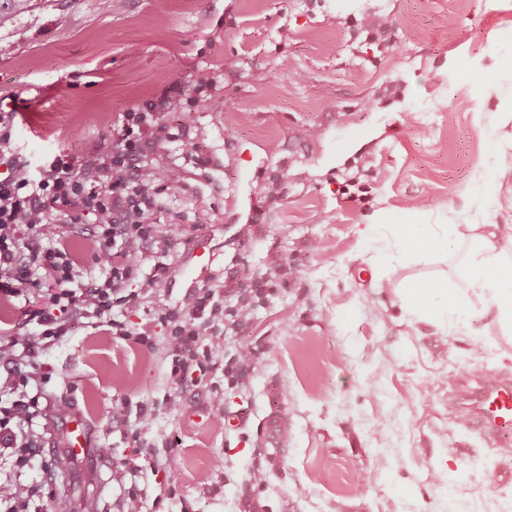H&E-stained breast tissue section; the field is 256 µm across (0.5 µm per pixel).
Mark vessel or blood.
<instances>
[{
	"mask_svg": "<svg viewBox=\"0 0 512 512\" xmlns=\"http://www.w3.org/2000/svg\"><path fill=\"white\" fill-rule=\"evenodd\" d=\"M458 409L468 430L498 446H512V377L463 374Z\"/></svg>",
	"mask_w": 512,
	"mask_h": 512,
	"instance_id": "1",
	"label": "vessel or blood"
}]
</instances>
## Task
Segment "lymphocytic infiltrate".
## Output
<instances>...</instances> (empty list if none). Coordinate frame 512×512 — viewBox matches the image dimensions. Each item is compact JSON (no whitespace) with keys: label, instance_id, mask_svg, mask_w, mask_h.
<instances>
[{"label":"lymphocytic infiltrate","instance_id":"f902f5d3","mask_svg":"<svg viewBox=\"0 0 512 512\" xmlns=\"http://www.w3.org/2000/svg\"><path fill=\"white\" fill-rule=\"evenodd\" d=\"M185 87L173 82L164 94L120 113L112 125V144L82 158L58 154L35 164L17 156L15 117L0 107V300L22 301V321L0 334V362L26 363L24 373L0 377V456L10 455L17 469L28 466L41 437L40 398L30 392L49 380L41 353L70 331L72 315L111 328L113 336L150 347V326L132 327L130 314L156 298L171 273L166 258L152 253L154 243L178 248L187 243L179 213L157 220L161 199L180 195L185 167L178 162L158 172L154 155L190 128L193 108L183 106ZM92 224L100 241L91 264L79 262L66 244L62 227ZM269 274L260 286L205 285L192 306H156L152 323L167 331L168 378L175 386L201 385L211 407L223 411L226 393L243 389L257 348L236 340L254 311L279 294L287 270L280 256H270ZM153 421L150 410L129 419L127 404L112 408V423L121 427L134 453L112 472L125 493L121 512H146L172 497L167 484L146 500L140 482L166 465L144 437Z\"/></svg>","mask_w":512,"mask_h":512}]
</instances>
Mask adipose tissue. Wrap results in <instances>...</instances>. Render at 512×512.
Segmentation results:
<instances>
[{
  "instance_id": "ef3b65f1",
  "label": "adipose tissue",
  "mask_w": 512,
  "mask_h": 512,
  "mask_svg": "<svg viewBox=\"0 0 512 512\" xmlns=\"http://www.w3.org/2000/svg\"><path fill=\"white\" fill-rule=\"evenodd\" d=\"M387 230L389 246L379 257L383 265L395 256L408 262L418 255L448 253L463 243L469 246L457 277L403 285L407 307L457 326L470 324L484 309L493 313L500 335H512V232L503 233L496 224H437L427 234L401 218L391 220ZM475 295L482 308L473 306Z\"/></svg>"
}]
</instances>
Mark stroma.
Wrapping results in <instances>:
<instances>
[{
	"instance_id": "stroma-1",
	"label": "stroma",
	"mask_w": 512,
	"mask_h": 512,
	"mask_svg": "<svg viewBox=\"0 0 512 512\" xmlns=\"http://www.w3.org/2000/svg\"><path fill=\"white\" fill-rule=\"evenodd\" d=\"M0 14V99L22 157L84 156L109 144L118 113L198 68L216 76L195 124L155 156L162 168L195 143L210 160L187 164L186 190L166 203L191 242L161 302L187 305L245 269L263 277L273 253L299 271L238 336L263 352L225 399L247 420L239 432L203 390L170 383L161 327L147 348L73 316L42 357L39 446L68 465L53 484L27 475L50 512H117L112 470L133 454L112 426L119 401L154 405L146 437L172 442L143 482L175 485L166 512H235L258 463L272 470L267 512H512V447L480 442L448 407L464 370L512 373V343L489 313L458 328L406 308L401 285L454 275L462 250L377 260L389 216L512 225V172L491 157L512 146V122L499 123L512 113V0H0ZM377 17L387 33L364 26ZM273 184L279 202H261L256 186ZM77 418L87 450L75 456Z\"/></svg>"
}]
</instances>
